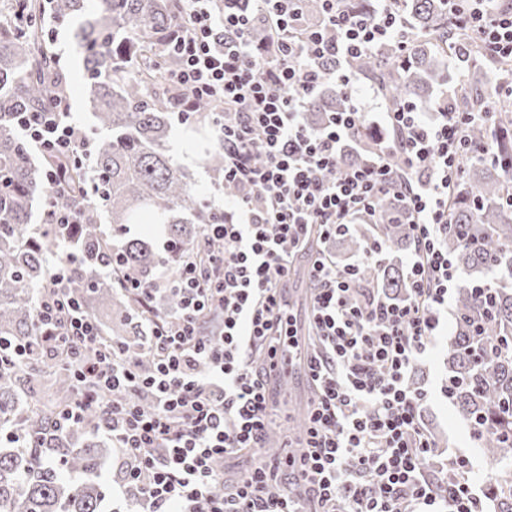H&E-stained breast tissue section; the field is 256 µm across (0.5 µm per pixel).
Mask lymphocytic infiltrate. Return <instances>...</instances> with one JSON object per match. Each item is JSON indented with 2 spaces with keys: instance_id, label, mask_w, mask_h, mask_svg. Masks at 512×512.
I'll use <instances>...</instances> for the list:
<instances>
[{
  "instance_id": "obj_1",
  "label": "lymphocytic infiltrate",
  "mask_w": 512,
  "mask_h": 512,
  "mask_svg": "<svg viewBox=\"0 0 512 512\" xmlns=\"http://www.w3.org/2000/svg\"><path fill=\"white\" fill-rule=\"evenodd\" d=\"M188 31L170 42L179 67L170 80L173 112L181 123L197 117L203 101L220 102L216 146L224 151V181L238 193L231 208H215L203 225L204 242L223 251L198 261L179 257L130 291L147 313L141 336L156 364L142 374L123 341L100 347L95 321L71 293L73 260L57 256L48 286L37 294L38 345L0 347L18 359H77L71 408L54 425L62 434L83 412L98 410V432L119 453L112 482L134 512H304L292 486L307 485L319 512H480L468 479L470 459L452 453L433 477L419 467L436 445L423 426L426 389L412 377L435 344L448 290L456 280L448 253V190L463 177V159L493 161L492 142L472 144L476 122L490 112L441 105L426 118L403 101L386 112L393 137L377 139L373 160H342L365 118L352 100L320 129L305 114L326 84L351 92L358 81L351 60L392 44L407 50L412 33L399 17V0H379L370 13H354L344 0H322L320 26L301 24L303 0H184ZM270 27V48L253 45L255 18ZM448 19L477 36L492 55L512 58V12L495 0H466ZM223 30V42L214 33ZM18 130L40 151L92 167L94 145L70 119V104L21 112ZM397 198L412 226L414 251L407 265L406 296L395 301L364 284L363 271L382 265L386 248L369 240L360 259L336 266L316 255L310 276V327L318 347L303 364L316 392L306 437L284 454L260 452L271 424L266 381L285 352L299 347L297 319L281 288L311 229L321 239L372 221L379 200ZM174 292L181 307L155 314L153 298ZM264 349L263 365L252 355ZM259 455L234 484L219 464L238 449Z\"/></svg>"
}]
</instances>
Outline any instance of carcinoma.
Returning a JSON list of instances; mask_svg holds the SVG:
<instances>
[{
  "label": "carcinoma",
  "mask_w": 512,
  "mask_h": 512,
  "mask_svg": "<svg viewBox=\"0 0 512 512\" xmlns=\"http://www.w3.org/2000/svg\"><path fill=\"white\" fill-rule=\"evenodd\" d=\"M406 23L419 35L404 60L389 45L353 62L369 75L378 92L396 104L409 100L431 107V93L450 81L448 10L445 0H402ZM75 25L84 54V80L95 145L92 171L50 157L34 161L32 144L19 133L17 112H40L68 96V76L58 68L53 39L44 17ZM188 30L183 0H0V338L36 343V291L47 285L58 249L72 253L73 286L92 319L108 318L104 345L112 337L140 335L128 278L151 279L161 266L174 267L181 251L201 236L211 207L189 181L168 146L170 104L167 76L179 59L167 39L173 27ZM494 76L512 78V61L491 72L475 64L468 83L482 85ZM452 103L474 112L484 100L463 88ZM349 99L334 88L310 105L307 123L318 127L327 112H346ZM502 155L496 162L466 163L463 181L449 193L448 253L458 274L453 330L448 343V398L469 423L477 445L492 465L486 484L489 512H512V288L484 289L483 275L499 269L512 279V105L499 107ZM374 135L360 132L357 163L374 152ZM204 163L220 183L224 153L197 141ZM66 170L63 185L50 190L45 171ZM75 208L83 223L67 230L31 223L36 203ZM131 224L166 225V247L128 238ZM371 238L388 246L383 265L368 268L364 279L391 296L403 293L405 273L393 250L412 246L410 226L396 202L383 198L374 224H362L336 238L346 253L362 251ZM177 298L156 294L159 313L173 311ZM49 376L51 397L24 404L26 387ZM71 369L60 361L0 364V512H100L103 486L89 475L109 452L92 427L99 412L50 444L56 414L73 397ZM88 479L73 482L72 474Z\"/></svg>",
  "instance_id": "cac0c4a2"
}]
</instances>
